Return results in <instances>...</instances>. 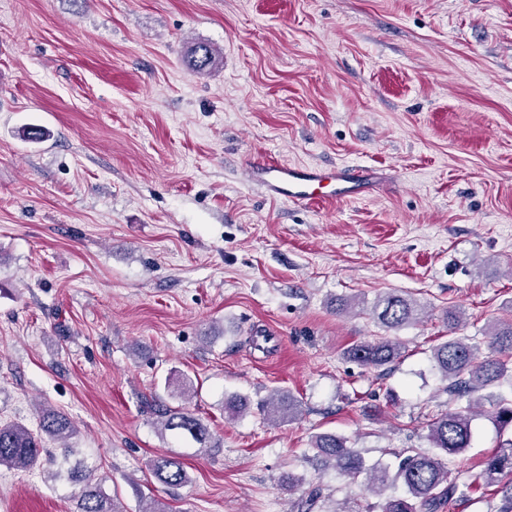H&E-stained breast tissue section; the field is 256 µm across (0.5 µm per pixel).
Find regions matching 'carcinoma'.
Here are the masks:
<instances>
[{
    "label": "carcinoma",
    "mask_w": 512,
    "mask_h": 512,
    "mask_svg": "<svg viewBox=\"0 0 512 512\" xmlns=\"http://www.w3.org/2000/svg\"><path fill=\"white\" fill-rule=\"evenodd\" d=\"M216 51L207 43H197L189 51L188 64L194 72H204L215 64ZM372 314L386 331L399 330L421 321L424 305L408 294L387 292L376 300ZM487 350L483 353L477 343L465 336H451L432 347L430 359L444 391L455 401L466 400V406L450 408L434 416L428 423V440L434 451L405 448L396 455L395 469L381 463L368 466L348 440L335 433L312 436L310 448L313 459L326 469L347 476L353 481L363 479L367 490L376 495L395 483H400L402 493L384 498L367 508V512H440L454 497H467V492L480 486L494 488L500 496L495 512H512V438L503 441L499 450L488 457L482 470L469 482H459V477L448 468L446 457L462 453L470 447L473 435L472 421L479 414V406L487 401L495 406L489 414L499 429L512 428V399H507L500 389L512 388V367L506 356H512V319L491 324L487 331ZM405 344L397 338L376 336L355 343L343 356L361 366L380 372L401 359ZM266 420L274 423L286 418L294 419L300 411V401L288 391L276 390L258 404ZM161 433L172 432L191 438L198 448L195 454L208 455L220 448L204 421L185 408L159 411ZM75 428L61 412L46 410L39 419L37 431L18 423L0 424V468L31 471L40 460V447L44 438L60 444L59 469L55 476L67 478L80 485L75 496L74 512H120L117 503L100 483L90 477L93 467L82 462L70 464L75 454L70 440ZM154 477L169 486H180L190 477L184 462L176 456H162L152 465ZM320 489L312 487L301 499V512H352L336 507L329 511L321 506Z\"/></svg>",
    "instance_id": "obj_1"
}]
</instances>
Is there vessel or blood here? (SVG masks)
Returning <instances> with one entry per match:
<instances>
[{
  "label": "vessel or blood",
  "mask_w": 512,
  "mask_h": 512,
  "mask_svg": "<svg viewBox=\"0 0 512 512\" xmlns=\"http://www.w3.org/2000/svg\"><path fill=\"white\" fill-rule=\"evenodd\" d=\"M250 175L270 196L294 204L356 198L371 187L368 174L353 166L319 168L264 160L251 167Z\"/></svg>",
  "instance_id": "vessel-or-blood-1"
}]
</instances>
